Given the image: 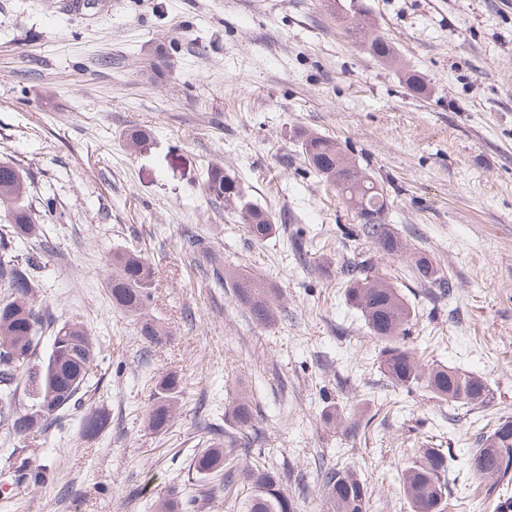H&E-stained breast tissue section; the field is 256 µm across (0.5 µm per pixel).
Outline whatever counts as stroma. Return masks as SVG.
Masks as SVG:
<instances>
[{"label": "stroma", "mask_w": 512, "mask_h": 512, "mask_svg": "<svg viewBox=\"0 0 512 512\" xmlns=\"http://www.w3.org/2000/svg\"><path fill=\"white\" fill-rule=\"evenodd\" d=\"M360 6L392 43L394 63L351 36ZM427 93L412 95L407 74ZM138 127L145 137L127 146ZM339 143L393 201L387 222L408 249L389 258L357 234L335 189L307 169L296 134ZM26 172L45 240L35 296L57 320L79 314L98 365L82 405L28 444L0 422V463L25 449L48 482L9 487L0 512H153L190 484L207 423L247 393L269 464L289 466L297 512H325L320 462L347 465L369 487L367 512H409L401 473L417 448L451 450L460 477L446 512H474L473 436L512 417V0H0V162ZM221 165L278 230L248 235L237 207L212 203ZM55 200L44 215V197ZM309 246L295 259L290 238ZM193 235L223 266L272 288L287 313L252 322L231 289L183 247ZM143 253L154 268L148 314L113 309L108 254ZM372 256L413 318L406 342L429 361L485 377L481 412L449 409L422 387L385 385L380 346L347 306L341 265ZM455 284L433 300L412 256ZM183 382L163 433L146 426L157 381ZM358 428L325 424L330 408ZM109 415L84 437L87 410Z\"/></svg>", "instance_id": "35a3bbf8"}]
</instances>
